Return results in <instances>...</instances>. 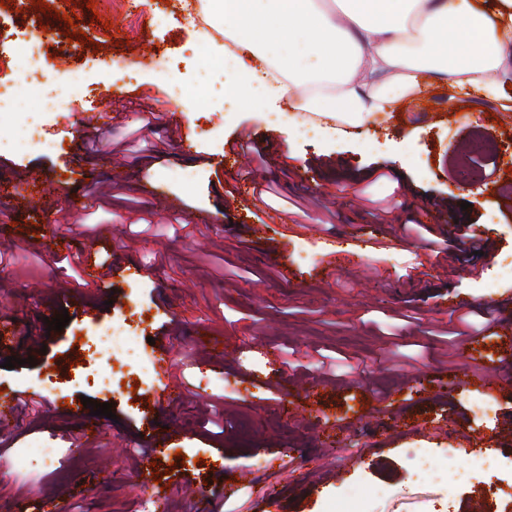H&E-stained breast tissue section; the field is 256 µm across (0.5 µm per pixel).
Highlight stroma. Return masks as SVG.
Listing matches in <instances>:
<instances>
[{
	"label": "stroma",
	"mask_w": 512,
	"mask_h": 512,
	"mask_svg": "<svg viewBox=\"0 0 512 512\" xmlns=\"http://www.w3.org/2000/svg\"><path fill=\"white\" fill-rule=\"evenodd\" d=\"M48 3L46 13L32 0L0 6V81L17 95L15 113L0 118L15 136L0 150V178L59 187L0 203V315L12 319L0 394L24 391L32 403L0 431L13 459L0 467V512L21 502L28 512H151L133 472L142 454L134 442L153 432L169 437L155 466L162 487L219 490L216 512H348L356 499L363 512H483L482 482L512 481V349L480 325L490 310L512 328V207L502 202L512 197V86L496 101L462 99L452 114L442 86L427 107L403 105L328 143L291 135L249 105L225 108L224 74L207 64L224 52V19L207 0ZM189 10L199 26L185 23ZM70 14L87 43L68 40ZM40 24L48 67L39 85L9 57ZM151 45L159 54L141 61ZM78 68L84 95L60 94L45 110L44 84ZM173 79L185 84L182 97ZM26 113L52 148L21 139ZM185 135L194 152L181 149ZM242 137L265 149L255 180L276 192L262 203L231 198L233 177L211 165ZM476 158L494 159L497 195L479 193ZM66 211L67 239L95 250L112 274V306L90 314L80 302L93 290L76 286L44 246ZM429 218L437 233L477 228L487 252L455 238L431 251L430 233L415 230ZM275 248L295 270L291 283L276 275ZM133 266L152 273L127 275ZM452 299L468 303L467 322ZM62 312L69 323L49 329ZM123 320L145 341L114 361L123 384L108 392L86 380L101 365L88 337ZM202 330L223 338V370H196ZM163 331L173 337L165 364L148 343ZM34 337L46 351L30 366ZM469 342L482 349L473 361ZM271 349L280 369L267 362ZM9 356L20 365L5 369ZM488 367L496 390L463 383ZM173 375L184 394L162 400ZM85 397L110 403L117 420L73 447L67 437L80 422L67 408ZM382 398L399 433L389 414L366 415ZM206 401L223 411V435L202 425ZM35 442L56 449L54 461L18 462ZM478 448L481 470L470 456Z\"/></svg>",
	"instance_id": "1"
}]
</instances>
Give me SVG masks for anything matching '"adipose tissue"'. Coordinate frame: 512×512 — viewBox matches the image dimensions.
<instances>
[{
  "label": "adipose tissue",
  "mask_w": 512,
  "mask_h": 512,
  "mask_svg": "<svg viewBox=\"0 0 512 512\" xmlns=\"http://www.w3.org/2000/svg\"><path fill=\"white\" fill-rule=\"evenodd\" d=\"M240 48L224 98L320 116L322 137L439 82L499 98L512 83V0H209Z\"/></svg>",
  "instance_id": "ef3b65f1"
}]
</instances>
